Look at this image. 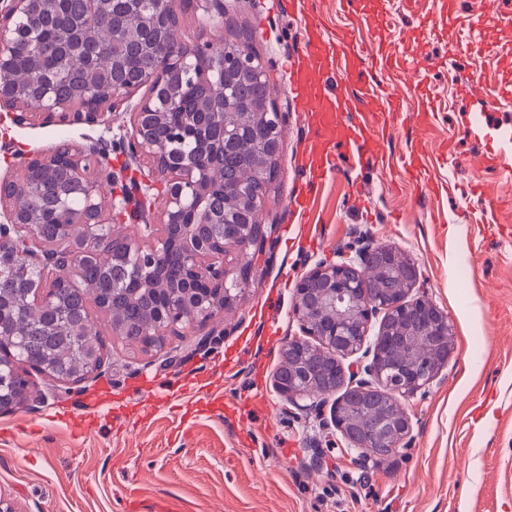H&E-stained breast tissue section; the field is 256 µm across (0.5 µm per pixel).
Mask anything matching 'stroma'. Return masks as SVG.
I'll list each match as a JSON object with an SVG mask.
<instances>
[{
    "instance_id": "35a3bbf8",
    "label": "stroma",
    "mask_w": 512,
    "mask_h": 512,
    "mask_svg": "<svg viewBox=\"0 0 512 512\" xmlns=\"http://www.w3.org/2000/svg\"><path fill=\"white\" fill-rule=\"evenodd\" d=\"M314 11L328 31L353 29L367 45L382 37L393 51L425 60L390 89L400 110L383 148L399 156L420 138L431 150L449 143L453 157L435 172L449 193L430 195L402 173L343 165L310 215L293 211L289 201L306 181L297 157L308 127L287 92L286 64L302 47L304 20L271 12L268 0H224L215 27L201 10L183 8V41L249 33L245 47L263 62L284 114L263 212L278 225L273 258L256 266L233 312L183 326L160 349L113 336L90 307L103 340L101 370L76 384L29 371L28 401L0 415V494L18 512H126L134 489L143 494L140 512H512V175L483 162L492 152L512 159L502 141L512 137V0H392L388 12L362 22L338 0H315ZM475 22L478 45L449 55L447 28ZM479 72L490 102L483 112L456 93ZM146 94L127 96L107 125L12 129L0 136V177L20 173L29 154L94 141L109 148L114 173L157 179L147 158L121 148ZM424 97L435 122L422 132L413 114ZM483 184L495 192L492 224L476 214L473 189ZM304 223L317 245L300 235ZM361 236L418 263L421 287L453 324L455 352L429 392L403 403L414 421L411 447L365 463L340 439L310 468L322 429L293 416L273 374L284 341L301 333L292 317L297 281ZM208 334L211 344L197 349ZM169 356L176 363L167 369ZM173 389L180 398L170 397Z\"/></svg>"
}]
</instances>
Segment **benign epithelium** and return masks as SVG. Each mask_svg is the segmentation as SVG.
Listing matches in <instances>:
<instances>
[{
    "label": "benign epithelium",
    "instance_id": "obj_1",
    "mask_svg": "<svg viewBox=\"0 0 512 512\" xmlns=\"http://www.w3.org/2000/svg\"><path fill=\"white\" fill-rule=\"evenodd\" d=\"M30 0H0V71L14 63V20L29 15ZM144 0H91L84 22L69 26L58 44V68L71 74L69 66L84 54L90 17L113 16V9L133 19L112 27V37L133 41L155 62L150 74L136 80L117 78L119 60L107 64L92 59L89 66L108 78L106 92L89 86L78 93L81 102L59 99L49 87L29 84L23 89L0 86V109L12 123L26 127L43 125H101L107 111L126 96L147 86L149 94L132 113L129 140L131 156L149 158L155 171L166 177L159 223L145 224L139 236H112V247L100 243V228L112 223V210L103 199L112 194L115 179L102 169L95 150L63 145L52 153L29 159L22 175L5 177L0 185L12 191L0 195V273L23 264L43 271L39 284L28 289L32 305L39 306L56 288H69L87 263L102 269L125 268L131 261L146 275L130 289L165 295L168 303L146 313L147 339L143 348L161 346L163 337L179 335L178 327L205 321L233 308L241 288L252 281L255 261L270 250L277 224L261 221L265 201L243 200L240 223L225 224L224 209L213 201L224 198V182L211 171L206 156L175 155L167 143L153 136V129L168 121L176 110L179 89L170 83L174 74H185L200 85H213L216 69L224 68V52L209 41L187 45L177 29L161 24L175 12L171 0H153L152 13H144ZM198 9L209 20L224 16V0H198ZM238 69L258 78L268 74L264 65L248 52L237 56ZM229 103L220 88L198 100L196 111L182 114L175 133L196 137L213 153L224 154L239 122L230 121ZM255 123H270L274 146L255 155V166L264 168L269 159H279L284 128L273 97L267 111L252 113ZM71 173L70 187L81 196L82 206L59 208V234L52 241L38 232L39 218L26 205L31 189L50 176L60 160ZM184 258L183 285L171 288L163 278L170 251ZM383 279L394 288H376ZM416 262L393 247L376 245L360 250L337 263H318L304 273L295 288L292 313L300 324L301 337L288 339L274 374L277 392L301 411L318 410L340 393L330 410V426L347 444L362 454L380 457V449L395 451L410 445L413 420L401 406L430 385L448 366L454 352L453 328L448 313L419 287ZM91 301L112 323V333L123 336L120 311L108 308L102 291L85 290ZM102 354L92 351L83 370L49 377L63 384L88 379L100 371ZM24 377L8 362L0 348V413L14 409L26 398Z\"/></svg>",
    "mask_w": 512,
    "mask_h": 512
}]
</instances>
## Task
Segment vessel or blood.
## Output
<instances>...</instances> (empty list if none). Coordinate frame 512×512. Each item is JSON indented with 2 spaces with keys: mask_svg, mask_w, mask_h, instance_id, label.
Instances as JSON below:
<instances>
[{
  "mask_svg": "<svg viewBox=\"0 0 512 512\" xmlns=\"http://www.w3.org/2000/svg\"><path fill=\"white\" fill-rule=\"evenodd\" d=\"M293 9L308 20L303 49L288 67V91L297 111L308 113L313 137L302 147L305 172L321 185L336 161L348 158L387 171L392 162L373 149L376 137L386 132V115L396 111L394 100L378 107L382 87L374 78L387 71L402 79L416 68L413 59L394 55L387 42L365 53L353 31L325 37L319 23L310 21L312 0H293Z\"/></svg>",
  "mask_w": 512,
  "mask_h": 512,
  "instance_id": "b4317fda",
  "label": "vessel or blood"
}]
</instances>
